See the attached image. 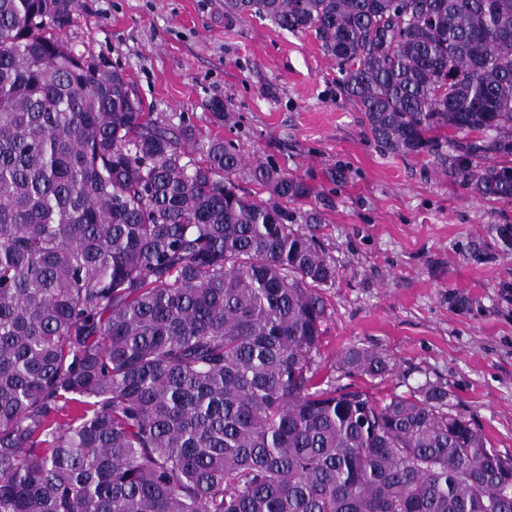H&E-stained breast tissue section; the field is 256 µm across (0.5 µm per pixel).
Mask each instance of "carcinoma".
<instances>
[{"instance_id": "carcinoma-1", "label": "carcinoma", "mask_w": 512, "mask_h": 512, "mask_svg": "<svg viewBox=\"0 0 512 512\" xmlns=\"http://www.w3.org/2000/svg\"><path fill=\"white\" fill-rule=\"evenodd\" d=\"M74 8L0 0V512H512V458L443 387L316 380L336 266L284 207L310 186L143 112L44 34ZM224 10L313 36L384 152L512 203V0Z\"/></svg>"}]
</instances>
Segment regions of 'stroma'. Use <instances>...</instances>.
Here are the masks:
<instances>
[{"label":"stroma","instance_id":"35a3bbf8","mask_svg":"<svg viewBox=\"0 0 512 512\" xmlns=\"http://www.w3.org/2000/svg\"><path fill=\"white\" fill-rule=\"evenodd\" d=\"M60 38L121 70L145 111L302 177L313 225L336 264L324 287L319 379L351 345L388 358L375 380L340 377L386 400L427 382L501 454L512 455V204H485L430 157L385 153L309 35L224 0H76Z\"/></svg>","mask_w":512,"mask_h":512}]
</instances>
